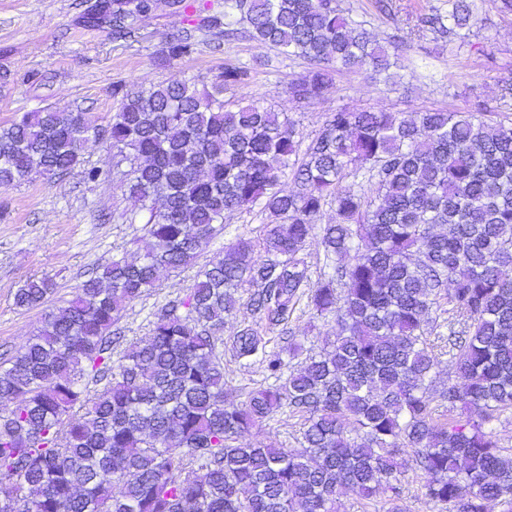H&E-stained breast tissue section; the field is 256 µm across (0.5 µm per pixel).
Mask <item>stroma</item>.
Returning <instances> with one entry per match:
<instances>
[{
  "label": "stroma",
  "mask_w": 512,
  "mask_h": 512,
  "mask_svg": "<svg viewBox=\"0 0 512 512\" xmlns=\"http://www.w3.org/2000/svg\"><path fill=\"white\" fill-rule=\"evenodd\" d=\"M91 0H0V73L10 81L0 86V123L16 113L42 107L90 112L107 125L116 110L114 85L130 91L161 83L200 77L212 79L226 61L252 65L244 87L226 94L228 105L258 100L287 113L302 144H309L329 113L345 108L387 112L444 109L500 112L501 81L512 77V16H502L492 0H475L481 28L461 37L429 31L415 32L417 15L443 0H392L393 10L382 13L375 0H338L350 17L383 39L401 44V67L392 80L372 79L340 71L326 94L316 100L294 99L289 82L302 73L304 60L280 53L256 41H225L222 51L211 48L213 34L199 33L200 46L192 56L171 62L161 57L166 41L188 23L172 0H159L137 30L122 40L109 30L83 26L80 17ZM121 175L88 182L80 173L61 180L41 178L17 186H0V361L10 358L39 326L44 308L61 307L92 269L112 258L133 257L142 245L141 225L122 220L137 209ZM265 217L259 209L239 212L226 222L224 235L203 250L193 266L162 276L157 288L128 307L120 322L124 344L146 336L149 323L162 306L184 297L200 267L219 253L225 242L238 237L258 239ZM50 276L55 288L45 307L23 309L14 294L25 281ZM258 284L240 289L242 305L224 325V376L229 385L248 393L265 384L260 363L243 365L231 347L243 322L253 321L249 308ZM268 349L284 353L286 370L297 367L290 344L320 351L336 334L332 317L315 316L299 302L286 328H262ZM301 421L280 410L261 427L243 434L246 443L294 448Z\"/></svg>",
  "instance_id": "35a3bbf8"
}]
</instances>
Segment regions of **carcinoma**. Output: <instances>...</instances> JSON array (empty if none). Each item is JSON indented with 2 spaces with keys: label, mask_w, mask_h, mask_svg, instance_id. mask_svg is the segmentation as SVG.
<instances>
[{
  "label": "carcinoma",
  "mask_w": 512,
  "mask_h": 512,
  "mask_svg": "<svg viewBox=\"0 0 512 512\" xmlns=\"http://www.w3.org/2000/svg\"><path fill=\"white\" fill-rule=\"evenodd\" d=\"M112 38H125L155 0H117ZM172 37L169 60L198 51L194 31L241 27L256 42L307 62L290 89L316 99L347 70L395 77L398 44L384 45L337 0H223ZM417 16L421 30L457 36L482 25L470 0ZM252 69L227 61L194 80L113 89L112 122L78 109L40 108L0 124V185L60 178L106 144L144 224L136 257L114 259L46 311L0 368V512H337L346 489L402 512L407 468L425 472L424 497L448 512H512V454L492 423L512 411V120L472 112L341 109L301 149L283 112L259 101L226 108ZM362 176L368 189L344 186ZM293 177L295 192L282 188ZM335 223L321 245L332 274L311 283L301 254L326 204ZM265 215L266 258L238 238L163 306L148 336L124 350L115 332L161 272L190 264L226 218ZM446 228L435 231L436 226ZM258 282L251 311L288 323L308 297L337 332L283 377L279 353L241 328L236 357L261 356L273 383L237 400L224 378V318L238 289ZM52 279L27 281L19 308L43 304ZM448 303V335L428 336ZM448 382L437 387L441 357ZM94 390H89V386ZM448 406V419L439 409ZM301 419L300 447L239 443L283 408ZM461 415H454L455 411Z\"/></svg>",
  "instance_id": "1"
}]
</instances>
